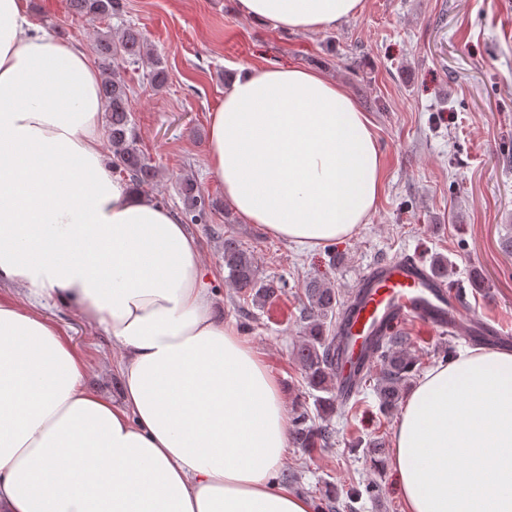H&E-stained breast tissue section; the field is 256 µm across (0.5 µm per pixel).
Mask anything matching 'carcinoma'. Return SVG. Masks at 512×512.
Wrapping results in <instances>:
<instances>
[{"mask_svg": "<svg viewBox=\"0 0 512 512\" xmlns=\"http://www.w3.org/2000/svg\"><path fill=\"white\" fill-rule=\"evenodd\" d=\"M72 12L88 19L101 20L118 15L123 10L122 0H69ZM94 52L104 69L100 96L108 117V134L112 152V168L133 186L151 185L159 171L140 149L137 134L130 119V88L121 73L129 66L150 62L151 83L161 88L167 82L165 67L148 47L142 30L128 26L119 34L112 32L98 35ZM179 194L184 204L185 220L192 224L206 222L207 209L214 203L206 202L198 183L190 178L179 182ZM224 269L237 290L240 312H245L248 302L263 305L285 292V283L260 276L257 262L251 250L235 236H224ZM307 304L300 322L303 336L296 346L294 357L301 365L308 387L318 392L314 396L316 413L329 417L340 409L344 414L352 412L349 401H337L333 384L334 357L336 353V323L340 316L351 312L353 306L341 297L332 286L311 279L301 288ZM407 338L396 332L376 336L369 347L374 364L379 366L378 378L373 390L379 401V409L391 414L400 403L403 390L413 378L416 361L403 349ZM291 438L299 448H330L333 445L331 424H316L307 410H297L292 418ZM381 483L367 479L350 489V498H373L379 494Z\"/></svg>", "mask_w": 512, "mask_h": 512, "instance_id": "obj_1", "label": "carcinoma"}]
</instances>
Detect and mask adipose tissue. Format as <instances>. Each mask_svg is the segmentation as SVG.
Instances as JSON below:
<instances>
[{
  "mask_svg": "<svg viewBox=\"0 0 512 512\" xmlns=\"http://www.w3.org/2000/svg\"><path fill=\"white\" fill-rule=\"evenodd\" d=\"M285 32L331 29L362 0H234ZM102 76L0 0V512H313L271 480L287 400L212 314L195 239L118 179L101 145ZM207 164L246 223L304 249L350 237L382 189L371 123L321 72L256 66L210 115ZM74 306L119 354L122 398L85 384L60 329ZM405 512H512V352L468 349L427 372L392 434Z\"/></svg>",
  "mask_w": 512,
  "mask_h": 512,
  "instance_id": "1",
  "label": "adipose tissue"
}]
</instances>
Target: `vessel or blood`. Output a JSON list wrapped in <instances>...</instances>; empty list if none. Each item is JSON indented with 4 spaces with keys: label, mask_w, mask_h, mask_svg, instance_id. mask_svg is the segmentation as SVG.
<instances>
[{
    "label": "vessel or blood",
    "mask_w": 512,
    "mask_h": 512,
    "mask_svg": "<svg viewBox=\"0 0 512 512\" xmlns=\"http://www.w3.org/2000/svg\"><path fill=\"white\" fill-rule=\"evenodd\" d=\"M350 295L356 301L355 311L337 329L346 339L335 364L336 396L341 400L353 394L360 377L371 368L368 339L381 330L414 321L433 331L450 329L466 338L477 337L496 348L512 345L511 329L492 319L466 316L459 292L410 255L373 264Z\"/></svg>",
    "instance_id": "1"
}]
</instances>
